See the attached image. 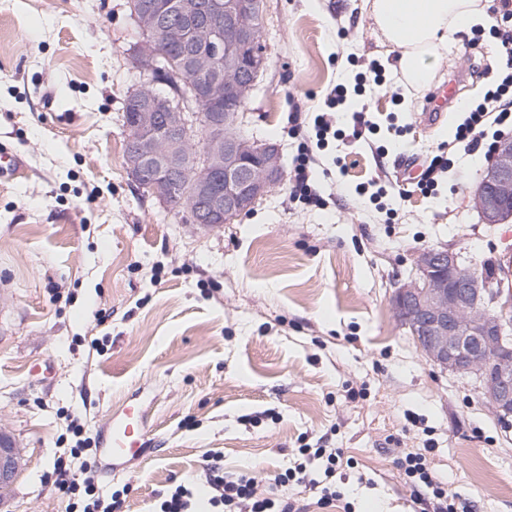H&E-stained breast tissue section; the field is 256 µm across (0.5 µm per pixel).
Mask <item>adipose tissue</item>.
<instances>
[{
  "label": "adipose tissue",
  "instance_id": "1",
  "mask_svg": "<svg viewBox=\"0 0 512 512\" xmlns=\"http://www.w3.org/2000/svg\"><path fill=\"white\" fill-rule=\"evenodd\" d=\"M383 44L399 54L406 84H431L429 65L461 28L488 21L479 0H365Z\"/></svg>",
  "mask_w": 512,
  "mask_h": 512
}]
</instances>
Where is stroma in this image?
<instances>
[{"instance_id": "35a3bbf8", "label": "stroma", "mask_w": 512, "mask_h": 512, "mask_svg": "<svg viewBox=\"0 0 512 512\" xmlns=\"http://www.w3.org/2000/svg\"><path fill=\"white\" fill-rule=\"evenodd\" d=\"M263 4L268 63L243 131L293 168L289 113L319 111L340 83L361 86L350 107L380 128L356 141L340 122L314 148L322 205L292 199L287 180L201 227L124 165L126 100L148 80L129 0H0V152L27 165L0 173V431L20 450L0 512H61L54 461L80 438L100 447L129 402L152 443L99 475L102 496L128 488L121 512H153L214 453L301 512H421L396 461L428 444L475 512H512V426L427 362L390 306L419 250L502 265L512 220L483 224L472 204L487 161L452 147L458 112L420 121L426 90L404 84L395 100L360 83L372 63L398 73L363 0ZM392 124L422 161L448 146L433 192L400 179ZM320 445L346 460L327 505L279 480L298 448Z\"/></svg>"}]
</instances>
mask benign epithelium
I'll use <instances>...</instances> for the list:
<instances>
[{
  "label": "benign epithelium",
  "instance_id": "7a95c632",
  "mask_svg": "<svg viewBox=\"0 0 512 512\" xmlns=\"http://www.w3.org/2000/svg\"><path fill=\"white\" fill-rule=\"evenodd\" d=\"M256 0H136L132 17L145 35L139 64L152 82L183 83L167 96L146 85L128 99L125 163L132 179L165 202L180 177L189 196L190 224H230L247 214L285 175L279 145L256 144L240 130L239 112L266 65L254 27ZM181 52V69L158 50ZM197 101L224 104L207 122L224 125L188 159L202 116ZM487 224L512 218V137L500 139L474 192ZM392 312L421 355L441 370L474 380L500 421L512 418V301L495 281L464 265L456 251L427 248L415 255L410 277L396 288ZM19 449L0 435V491L18 472Z\"/></svg>",
  "mask_w": 512,
  "mask_h": 512
}]
</instances>
